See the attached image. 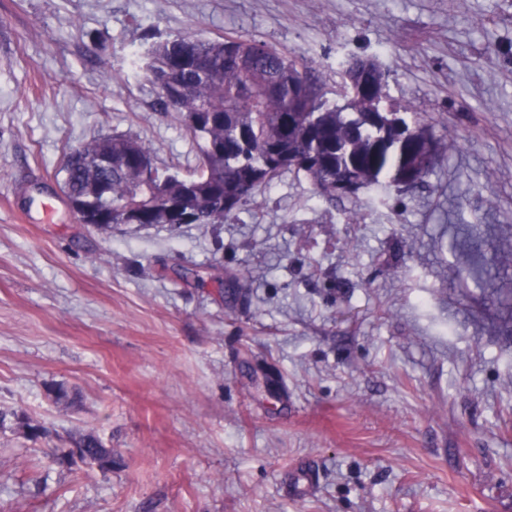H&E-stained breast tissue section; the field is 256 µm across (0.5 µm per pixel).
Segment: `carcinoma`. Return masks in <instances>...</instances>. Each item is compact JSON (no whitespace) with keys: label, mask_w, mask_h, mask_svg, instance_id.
<instances>
[{"label":"carcinoma","mask_w":512,"mask_h":512,"mask_svg":"<svg viewBox=\"0 0 512 512\" xmlns=\"http://www.w3.org/2000/svg\"><path fill=\"white\" fill-rule=\"evenodd\" d=\"M147 73L160 88L159 103L180 112L185 129L201 141L190 175L156 169L146 183L140 160L152 150L131 136L93 140L70 152L63 187L81 224L112 228L130 215L138 223L172 224L166 207L182 204V224H222L261 187L288 171L304 173L324 198L359 181L367 189L407 191L431 172L438 149L432 123L394 113L374 116L364 97L349 90L366 77L388 78L371 57L339 62L344 104L326 98L322 85L285 52L240 38L175 36L154 42ZM112 449L86 434L63 455L100 468Z\"/></svg>","instance_id":"carcinoma-1"}]
</instances>
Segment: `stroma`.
I'll use <instances>...</instances> for the list:
<instances>
[{
    "mask_svg": "<svg viewBox=\"0 0 512 512\" xmlns=\"http://www.w3.org/2000/svg\"><path fill=\"white\" fill-rule=\"evenodd\" d=\"M345 56L451 142L414 189L282 174L221 224L78 223L70 149L199 142L140 56ZM111 471L51 461L79 435ZM0 512H512V0H0Z\"/></svg>",
    "mask_w": 512,
    "mask_h": 512,
    "instance_id": "1",
    "label": "stroma"
}]
</instances>
